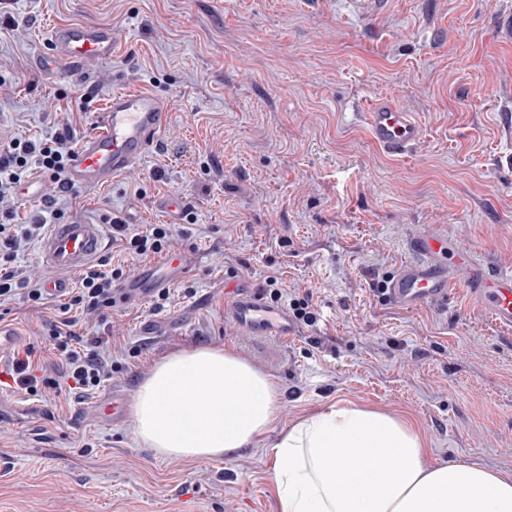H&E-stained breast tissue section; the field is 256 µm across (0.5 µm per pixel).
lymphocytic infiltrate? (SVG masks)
I'll list each match as a JSON object with an SVG mask.
<instances>
[{
	"label": "lymphocytic infiltrate",
	"mask_w": 512,
	"mask_h": 512,
	"mask_svg": "<svg viewBox=\"0 0 512 512\" xmlns=\"http://www.w3.org/2000/svg\"><path fill=\"white\" fill-rule=\"evenodd\" d=\"M72 150L70 139L60 134L15 139L0 148V308L18 300L32 309L43 304L42 282L28 275L20 257L28 246L45 234L49 225L69 218L74 192L63 188L61 181ZM35 172L55 183V193L49 196L46 208L40 214L28 217L25 222L14 223L18 189ZM111 224L113 239L119 241L124 253L134 261L159 254L169 255L182 246V234L168 224H155L146 231L138 230L118 217L112 218ZM124 275L123 267L113 268L108 260H101L83 273L79 288L60 305V312L66 314L75 309L91 324L107 327L110 311L121 303L114 285ZM266 283L271 303H287L296 322L308 327L315 325L317 315L312 289L286 291L280 287L279 277L275 274L267 276ZM51 337L57 352L67 362V370L61 377L48 370L35 374L33 350L18 351L9 374L28 391L34 393L41 388L58 391L65 387L87 393L111 379L112 367L104 360L98 346L82 345L80 337L72 331L55 329Z\"/></svg>",
	"instance_id": "1"
}]
</instances>
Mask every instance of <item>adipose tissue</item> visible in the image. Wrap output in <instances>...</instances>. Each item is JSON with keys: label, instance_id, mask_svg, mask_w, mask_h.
Returning <instances> with one entry per match:
<instances>
[{"label": "adipose tissue", "instance_id": "adipose-tissue-1", "mask_svg": "<svg viewBox=\"0 0 512 512\" xmlns=\"http://www.w3.org/2000/svg\"><path fill=\"white\" fill-rule=\"evenodd\" d=\"M279 401L275 381L233 350L183 349L139 385L136 433L163 457H227L266 435ZM271 454L281 512H512V474L431 461L400 412L339 400L298 417Z\"/></svg>", "mask_w": 512, "mask_h": 512}]
</instances>
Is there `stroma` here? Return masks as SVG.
Returning a JSON list of instances; mask_svg holds the SVG:
<instances>
[{
    "label": "stroma",
    "mask_w": 512,
    "mask_h": 512,
    "mask_svg": "<svg viewBox=\"0 0 512 512\" xmlns=\"http://www.w3.org/2000/svg\"><path fill=\"white\" fill-rule=\"evenodd\" d=\"M512 0H9L0 7V133L37 138L91 126L116 90L168 103L164 147L107 187L79 189L89 221L120 216L185 235L170 304L111 312L103 391L134 397L174 351L235 350L282 390L257 445L193 462L140 443L133 418L89 414L97 394L34 396L0 384V512H280L271 448L285 427L339 400L407 414L431 456L512 473V333L464 291L407 309L379 291L416 235H448L512 269V42L494 19ZM112 28L111 63L79 81L29 67L53 25ZM392 98L422 136L391 158L359 114ZM185 200L191 218L155 208ZM311 288L319 321L292 340L248 336L224 316V286L264 291L268 270ZM57 301L15 304L5 325L61 364Z\"/></svg>",
    "instance_id": "stroma-1"
}]
</instances>
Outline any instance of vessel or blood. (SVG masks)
Segmentation results:
<instances>
[{
	"label": "vessel or blood",
	"instance_id": "1",
	"mask_svg": "<svg viewBox=\"0 0 512 512\" xmlns=\"http://www.w3.org/2000/svg\"><path fill=\"white\" fill-rule=\"evenodd\" d=\"M115 40L110 27L96 23H72L53 28L40 47L34 48L30 66L45 82L57 83L81 77L85 59L111 62ZM363 118L373 143L394 157L408 155L421 136L412 113L392 100L375 101ZM168 121L164 98L145 90L113 92L91 129L81 136L68 162L65 185L85 187L110 184L112 179L139 162L162 144ZM110 227L77 216L51 225L40 240L37 256L49 269L80 273L107 247ZM411 256L387 284L396 304L417 309L447 304L450 295L465 290L499 327L512 330V269L497 272L472 255L455 248L445 236H417L410 240ZM168 259L146 266L138 281L121 285L126 298L147 299L163 285ZM224 310L236 329L250 336L293 338L297 325L284 307L266 302L250 288L236 286L224 301ZM94 412L101 421L118 423L125 417L123 395L109 392L99 399Z\"/></svg>",
	"mask_w": 512,
	"mask_h": 512
}]
</instances>
